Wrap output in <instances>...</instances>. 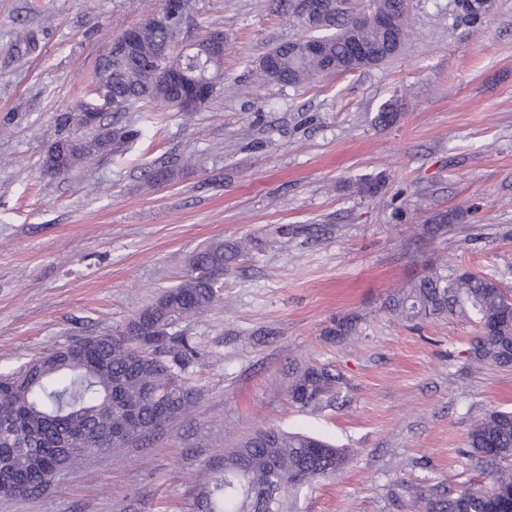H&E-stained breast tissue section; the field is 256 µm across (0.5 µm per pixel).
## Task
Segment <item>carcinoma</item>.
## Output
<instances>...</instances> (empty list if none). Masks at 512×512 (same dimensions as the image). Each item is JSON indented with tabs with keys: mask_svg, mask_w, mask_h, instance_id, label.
I'll return each mask as SVG.
<instances>
[{
	"mask_svg": "<svg viewBox=\"0 0 512 512\" xmlns=\"http://www.w3.org/2000/svg\"><path fill=\"white\" fill-rule=\"evenodd\" d=\"M324 15L318 37L320 60L296 56L294 49L312 40L302 35L271 48L273 73L262 76L273 83L302 87L317 78L352 73L377 66L395 56L400 46L372 27L357 24L354 9L336 0H318ZM448 16L479 28L486 14L477 2L460 9L448 7ZM145 27L137 53L98 61L91 81V101L85 103L92 130L88 137L70 135L74 116L57 117L59 136L46 156L57 155L66 174L97 156L122 152L141 131L130 125L101 123L111 108L122 111L138 103L154 110L173 109L185 115L198 112L213 98L211 88L199 103L180 95V83L146 70L144 61L162 54L179 41V25ZM359 40L378 50L365 62L348 54V43ZM260 240L246 238L217 243L195 253L189 272L163 290L140 316L157 323L180 322L208 310L221 299L224 274L241 257L258 249ZM385 308L395 317L415 321L451 315L478 329L467 350L468 359L498 368H512V312L509 290L491 275L461 269L453 275L427 267L406 288L389 296ZM355 320L344 318L325 335L352 336ZM188 342L177 335L160 345L143 336L117 330L110 336L79 338L52 350L18 369L0 373V498L16 492L39 496L51 487L57 468L73 469L93 453L142 442L170 422L187 415L197 392L182 373L192 357ZM339 377L308 365L292 372L288 395L302 407L317 406L337 393ZM64 434L75 451L59 460L54 436ZM465 466L484 475L474 486L450 487L431 478L394 480L388 489L393 506L409 512H512V411L493 408L469 430L466 447L459 451ZM348 457L344 449L303 433L264 428L237 447L222 453L209 478L198 485L192 512H287L288 498L316 479L341 471Z\"/></svg>",
	"mask_w": 512,
	"mask_h": 512,
	"instance_id": "carcinoma-1",
	"label": "carcinoma"
}]
</instances>
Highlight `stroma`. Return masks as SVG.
<instances>
[{
    "mask_svg": "<svg viewBox=\"0 0 512 512\" xmlns=\"http://www.w3.org/2000/svg\"><path fill=\"white\" fill-rule=\"evenodd\" d=\"M163 0H0V372L85 336H109L175 284L193 253L246 235L261 251L224 276V298L179 323L195 354L192 412L149 440L87 457L44 495L0 512H191L210 459L256 430L327 438L346 467L301 489L297 512H394L402 474L461 482L457 451L512 369L468 359L476 330L412 325L383 307L425 263L512 289V0L481 32L448 0H410L396 56L305 88L265 81L274 44L300 35L288 0H190L185 40L224 32V81L201 111L106 112L137 125L128 151L49 177L56 116L85 100L107 42ZM25 28L31 43L16 41ZM398 116L375 117L384 104ZM168 166L167 183L146 170ZM383 177L376 197L365 180ZM448 212L435 232L430 220ZM298 227L283 237L278 227ZM356 317L338 343L324 331ZM303 364L338 374L339 400L293 404Z\"/></svg>",
    "mask_w": 512,
    "mask_h": 512,
    "instance_id": "1",
    "label": "stroma"
}]
</instances>
